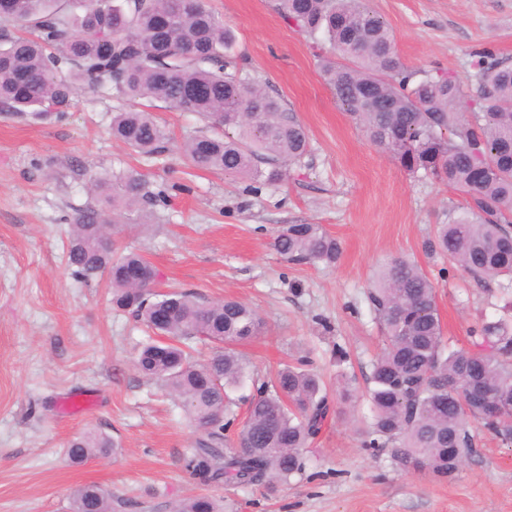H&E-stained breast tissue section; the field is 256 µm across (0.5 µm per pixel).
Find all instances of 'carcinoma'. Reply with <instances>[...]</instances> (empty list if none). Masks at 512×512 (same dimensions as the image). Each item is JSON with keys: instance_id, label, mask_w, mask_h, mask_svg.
I'll list each match as a JSON object with an SVG mask.
<instances>
[{"instance_id": "carcinoma-1", "label": "carcinoma", "mask_w": 512, "mask_h": 512, "mask_svg": "<svg viewBox=\"0 0 512 512\" xmlns=\"http://www.w3.org/2000/svg\"><path fill=\"white\" fill-rule=\"evenodd\" d=\"M0 0V104L12 112L64 115L78 94L112 91L117 99L158 101L194 112L214 129L193 135L181 152L200 170H221L252 183L282 182L309 152L304 125L282 100L242 73L235 34L205 0ZM297 32L327 49L320 65L336 102L368 140L412 175L423 173L465 196L448 212L428 248L485 285L512 283V64L478 56L475 91L466 95L440 70H413L398 53L387 24L360 0H277ZM112 138L146 156L170 140L149 112L113 113ZM90 183L105 208L87 205L68 226V264L88 279L105 272L112 304L153 332L135 367L177 400L200 432L184 468L202 483L272 491L306 471L304 450L339 407L323 390L308 357L287 365L245 398L247 417L235 432L238 399L250 379L236 351L259 336L264 321L233 299L204 302L193 292L153 289L156 273L134 250L116 253L108 228L131 219L153 192L140 175L114 171ZM273 249L293 265L334 266L341 242L321 224H288ZM383 348L372 361L365 395L370 417L361 446L389 449L407 471L452 479L475 452V429L512 446V318L481 321L472 347L447 342L436 286L414 262L390 260L367 289ZM197 340L216 345L204 363ZM117 441L88 430L69 441L73 464L117 453ZM71 512H112V493L88 484ZM175 512H217L207 497Z\"/></svg>"}]
</instances>
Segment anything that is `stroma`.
Listing matches in <instances>:
<instances>
[{
    "label": "stroma",
    "mask_w": 512,
    "mask_h": 512,
    "mask_svg": "<svg viewBox=\"0 0 512 512\" xmlns=\"http://www.w3.org/2000/svg\"><path fill=\"white\" fill-rule=\"evenodd\" d=\"M231 26L242 67L264 80L305 126L310 154L282 183L249 190L247 180L190 166L179 147L204 130L198 116L136 101L171 133L147 157L113 141L122 103L78 95L64 117L0 105V512H70V495L95 483L112 512H172L206 496L223 512H512V448L479 433L456 479L395 466L362 448L355 416L333 418L306 452L303 478L263 491L204 485L183 467L195 428L133 361L147 339L131 315L113 311L106 274L76 279L67 265V226L91 203L92 175H143L160 201L141 226L117 234L141 253L159 287L176 284L204 300L238 299L266 322L240 345L248 369L273 376L310 352L328 394L345 371L364 388L380 334L365 291L395 257L417 263L436 285L446 336L468 345L470 326L494 320L511 300L487 288L427 242L463 196L443 182L408 175L377 150L336 102L319 50L276 11L275 0H207ZM392 29L415 70L474 81V52L512 62V0H364ZM286 224H320L342 242L333 267L291 265L271 246ZM349 360L337 365L335 351ZM118 439V454L72 465L67 442L89 428Z\"/></svg>",
    "instance_id": "stroma-1"
}]
</instances>
